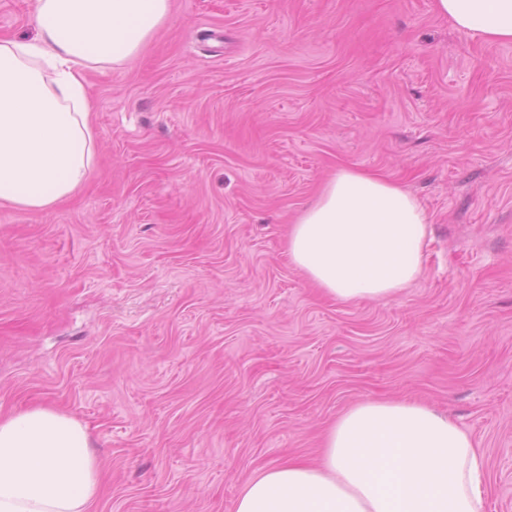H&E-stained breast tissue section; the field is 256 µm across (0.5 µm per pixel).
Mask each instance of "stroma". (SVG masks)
<instances>
[{
	"mask_svg": "<svg viewBox=\"0 0 512 512\" xmlns=\"http://www.w3.org/2000/svg\"><path fill=\"white\" fill-rule=\"evenodd\" d=\"M32 10L0 0V36L32 38ZM85 77L89 182L0 203V413L88 426L94 512H233L368 398L447 413L486 512H512V42L434 0H171L138 56ZM342 167L430 220L385 304L326 297L285 253Z\"/></svg>",
	"mask_w": 512,
	"mask_h": 512,
	"instance_id": "1",
	"label": "stroma"
}]
</instances>
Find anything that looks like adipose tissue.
Here are the masks:
<instances>
[{
    "instance_id": "ef3b65f1",
    "label": "adipose tissue",
    "mask_w": 512,
    "mask_h": 512,
    "mask_svg": "<svg viewBox=\"0 0 512 512\" xmlns=\"http://www.w3.org/2000/svg\"><path fill=\"white\" fill-rule=\"evenodd\" d=\"M459 31L512 42V0H435ZM171 0H34L35 38H0V202L44 211L96 159L84 74L136 57ZM429 218L389 178L339 169L288 233L289 261L327 296L386 303L423 271ZM80 420L50 406L0 416V512H89L101 468ZM320 459L263 469L234 512H486L471 435L408 399L363 400L327 429Z\"/></svg>"
}]
</instances>
